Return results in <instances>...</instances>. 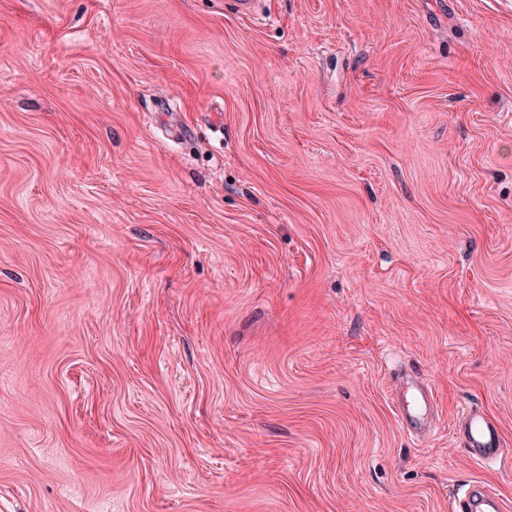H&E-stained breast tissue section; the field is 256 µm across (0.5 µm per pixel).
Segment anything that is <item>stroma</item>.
Listing matches in <instances>:
<instances>
[{
    "mask_svg": "<svg viewBox=\"0 0 512 512\" xmlns=\"http://www.w3.org/2000/svg\"><path fill=\"white\" fill-rule=\"evenodd\" d=\"M464 407L512 449V0H0V512H512ZM407 386L408 392L412 393L415 402L407 412L400 414L403 423L414 429H421L427 423L433 404L432 395L426 392L419 381L417 375L406 374L399 384V390ZM458 419L463 428L464 448L474 462L495 463L508 454V448H504L501 433L493 421L471 410L459 413ZM503 505L499 498L485 485H476L458 503L453 502V512H501Z\"/></svg>",
    "mask_w": 512,
    "mask_h": 512,
    "instance_id": "1",
    "label": "stroma"
}]
</instances>
